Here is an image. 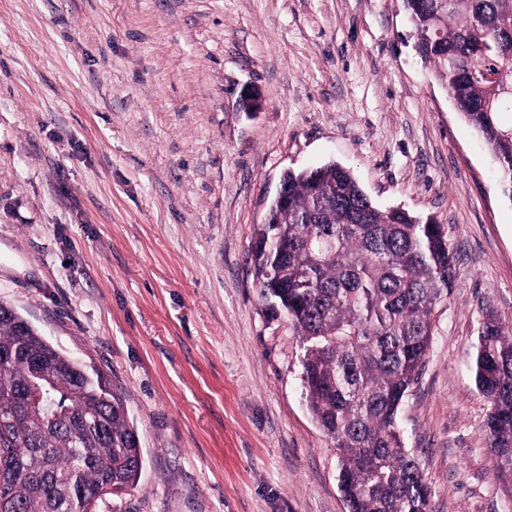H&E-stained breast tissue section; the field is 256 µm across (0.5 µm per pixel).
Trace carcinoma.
<instances>
[{
    "mask_svg": "<svg viewBox=\"0 0 512 512\" xmlns=\"http://www.w3.org/2000/svg\"><path fill=\"white\" fill-rule=\"evenodd\" d=\"M403 3L416 53L488 145L512 202V123L501 121L512 112V0ZM281 183L288 204L254 230V282L269 316H286L297 333L307 406L339 451L349 512H429L431 489L397 416L453 285L445 225L379 208L335 162L290 169ZM470 370L512 499V326L492 313ZM87 374L0 302V503L14 512H100L139 482L142 449L125 400Z\"/></svg>",
    "mask_w": 512,
    "mask_h": 512,
    "instance_id": "cac0c4a2",
    "label": "carcinoma"
}]
</instances>
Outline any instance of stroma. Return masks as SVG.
I'll list each match as a JSON object with an SVG mask.
<instances>
[{"label":"stroma","mask_w":512,"mask_h":512,"mask_svg":"<svg viewBox=\"0 0 512 512\" xmlns=\"http://www.w3.org/2000/svg\"><path fill=\"white\" fill-rule=\"evenodd\" d=\"M332 161L448 229L399 425L429 512H506L470 354L512 322V201L403 0H0V301L124 396L144 467L113 512H348L249 264L282 173Z\"/></svg>","instance_id":"obj_1"}]
</instances>
